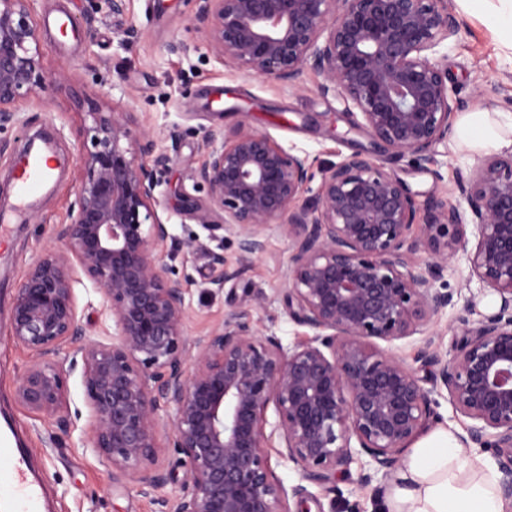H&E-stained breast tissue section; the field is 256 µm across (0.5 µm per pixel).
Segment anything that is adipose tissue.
<instances>
[{
	"instance_id": "adipose-tissue-1",
	"label": "adipose tissue",
	"mask_w": 512,
	"mask_h": 512,
	"mask_svg": "<svg viewBox=\"0 0 512 512\" xmlns=\"http://www.w3.org/2000/svg\"><path fill=\"white\" fill-rule=\"evenodd\" d=\"M458 135L473 151L506 145L489 112L467 113ZM385 512H504L493 473L480 457L465 456L453 431L438 428L408 451L404 467L384 493Z\"/></svg>"
}]
</instances>
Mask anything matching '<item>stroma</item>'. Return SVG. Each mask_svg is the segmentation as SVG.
<instances>
[{
    "label": "stroma",
    "mask_w": 512,
    "mask_h": 512,
    "mask_svg": "<svg viewBox=\"0 0 512 512\" xmlns=\"http://www.w3.org/2000/svg\"><path fill=\"white\" fill-rule=\"evenodd\" d=\"M35 7L43 72L50 83L39 104L21 112L17 125L0 132V216L6 220L0 228V428H7L25 448L31 468L42 478L47 512H156V504L140 493L136 482L113 477L111 467L83 446L89 412L80 368L67 372L68 428L15 398L21 376L35 356L11 336L12 303L30 265L60 245L56 232L76 202L79 156L86 142L84 129L92 123L90 111L120 106L136 112L150 129L157 152L170 158L157 189V210L171 233L160 256L186 288L187 330L193 337L221 323L228 310L252 307L258 294L265 299L264 307L253 312L259 333L275 334L285 344L312 335L311 329L289 319L282 304L289 251L281 235H272L267 253L246 264L237 279L226 281L223 292L205 293L208 281L223 278L225 263L235 262L236 247L211 236L186 213L185 198L201 203L207 199L206 189L195 187L188 167L202 159L203 130L245 122L282 147L314 158L320 169L368 147L369 138L352 128L340 98L318 92L321 78L313 71H305L299 85L291 88L272 78L243 77L231 65L216 61L194 21L196 0H126L118 17L106 0H37ZM62 14L75 20L80 35L58 37L53 20ZM456 18L457 38L438 49L449 83L469 110L512 119V109L491 92L502 86L512 93V49L489 17L460 10ZM87 28L94 29V40L85 38ZM40 132L47 134L60 165L52 184L20 206L13 195L14 160L28 137ZM383 160L415 191L452 193L458 178L467 175L481 156L466 150L453 134L433 164L419 167L388 153ZM443 278L454 294L453 303L439 313L430 330L446 349L456 318L479 319L493 311L496 298L470 280L464 256L449 262ZM76 296L84 336L64 345L63 352L71 359L78 358L82 342L104 335L99 321L104 296L88 283L77 285ZM358 473V464H351L332 496L309 486V512H378L383 490L359 486Z\"/></svg>",
    "instance_id": "35a3bbf8"
}]
</instances>
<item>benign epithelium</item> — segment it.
I'll return each instance as SVG.
<instances>
[{"label": "benign epithelium", "mask_w": 512, "mask_h": 512, "mask_svg": "<svg viewBox=\"0 0 512 512\" xmlns=\"http://www.w3.org/2000/svg\"><path fill=\"white\" fill-rule=\"evenodd\" d=\"M35 2L0 0V126L40 100L46 85ZM195 20L214 57L246 77L294 86L306 70L320 75L318 91L357 109L352 125L374 145L323 169L307 197L308 155L244 122L203 132L192 177L208 200L187 209L235 241L239 262L224 266L210 292L236 279L278 233L291 251L288 317L314 334L285 346L235 309L208 333L188 335L185 288L159 257L171 234L155 191L169 158L154 154L135 113L92 112L62 246L33 263L13 301L12 336L37 356L17 400L67 421L63 367L44 356L84 335L75 287L86 279L117 329L81 349L87 440L112 470L154 495L159 512H301L304 483L334 491L355 460L359 485L392 480L410 445L440 418V397L472 421L464 447L494 450L500 492L512 499V153L484 157L456 184L455 202L435 191L419 200L374 156L434 161L465 110L435 58L459 33L452 0H200ZM423 250L433 262L420 261ZM460 252L470 279L494 291L499 307L458 319L443 352L428 326L453 303L436 283ZM413 336L416 368L380 346ZM271 405L273 423L263 417ZM163 428L185 468L172 499L160 494L170 480L157 463ZM275 438L302 480L289 491L270 463Z\"/></svg>", "instance_id": "7a95c632"}]
</instances>
